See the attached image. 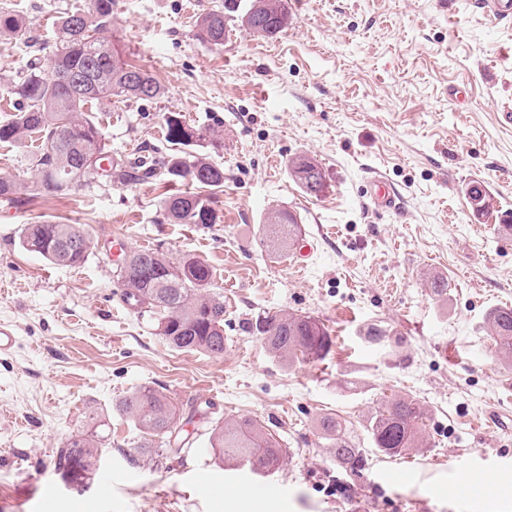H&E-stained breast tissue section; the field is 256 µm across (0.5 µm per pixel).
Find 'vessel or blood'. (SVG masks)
Segmentation results:
<instances>
[{"instance_id": "obj_1", "label": "vessel or blood", "mask_w": 512, "mask_h": 512, "mask_svg": "<svg viewBox=\"0 0 512 512\" xmlns=\"http://www.w3.org/2000/svg\"><path fill=\"white\" fill-rule=\"evenodd\" d=\"M368 193L371 203L383 210H399L401 195L382 175L376 174L368 180ZM233 486L238 494L256 500L286 502L287 494L284 484L267 471L247 472L236 476L234 469L215 467L201 474L197 480L196 493L206 497L216 489Z\"/></svg>"}]
</instances>
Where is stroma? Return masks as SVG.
<instances>
[{"instance_id":"1","label":"stroma","mask_w":512,"mask_h":512,"mask_svg":"<svg viewBox=\"0 0 512 512\" xmlns=\"http://www.w3.org/2000/svg\"><path fill=\"white\" fill-rule=\"evenodd\" d=\"M292 19L275 40L230 22L223 45L199 42L201 13L224 0H115L112 43L164 90L152 101L101 104L93 117L113 153L162 159L174 148L163 117L177 112L203 137L190 146L224 169L221 221L208 228L167 220L165 176L93 183L24 204L0 199V324L16 336L0 355V512H35L54 486V512H279L233 491L196 496L200 473L216 466L211 421L250 417L287 454L277 477L288 512H512V378L493 358L483 321L512 307V129L495 119L512 105V24L471 0H288ZM90 0H0L30 23L29 43L0 40V120L33 58L48 59L63 12ZM465 89L462 104L448 90ZM306 156L327 191L306 196L289 173ZM399 191L402 208L376 211L372 173ZM487 184L488 206L468 190ZM296 214L313 247L305 268L269 256L261 226L269 212ZM86 224L94 246L77 268L58 267L21 246L25 225ZM160 249L172 260L210 266L224 301L222 356L179 352L156 321L121 309L115 243ZM448 282L434 298L429 277ZM296 312L322 322L334 340L323 361L285 367L251 326L262 315ZM386 330L369 345L368 327ZM142 387L177 405L210 402L189 429L187 453L160 460L127 453L139 440L118 410ZM410 396L429 411V448L391 458L369 452L345 471L315 429L332 414L368 449L369 416ZM504 425L487 422L489 410ZM108 441L96 471L67 487L55 455L86 430L91 411ZM389 466L408 480L377 482ZM488 473L471 502L447 490Z\"/></svg>"}]
</instances>
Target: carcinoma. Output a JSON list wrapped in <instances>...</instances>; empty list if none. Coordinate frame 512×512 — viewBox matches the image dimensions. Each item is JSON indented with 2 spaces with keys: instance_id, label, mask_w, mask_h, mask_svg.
I'll list each match as a JSON object with an SVG mask.
<instances>
[{
  "instance_id": "1",
  "label": "carcinoma",
  "mask_w": 512,
  "mask_h": 512,
  "mask_svg": "<svg viewBox=\"0 0 512 512\" xmlns=\"http://www.w3.org/2000/svg\"><path fill=\"white\" fill-rule=\"evenodd\" d=\"M114 0H92L87 11L66 12L53 29L49 68L35 58L26 67L11 94L18 96L14 115L0 121V143H21L37 136L35 177L28 183L0 176V198L15 201L40 192L64 194L75 186L99 179L131 183L151 178L162 166L172 183L185 182L193 190L176 191L164 202L167 218L175 224L208 228L220 222L216 195L224 187V169L205 157L172 155L157 161L146 156L130 160L112 156L100 126L85 109L114 97L151 101L162 94L161 86L142 69L127 63L113 45ZM286 0H252L242 17L243 26L255 37L273 39L288 27ZM27 20L0 10V39L28 40ZM227 18L211 10L196 20V39L215 46L224 44ZM143 81L133 84L131 74ZM167 141L188 146L202 138L190 133L182 115L164 118ZM291 175L301 190L315 198L327 188L321 167L311 158L291 163ZM268 251L282 257L301 237L297 217L286 209L272 211L262 224ZM22 247L50 263L63 267L83 265L92 249L93 235L84 224H27ZM116 278L127 301L156 317L157 330L176 351L224 354V301L209 292L213 271L198 259L172 261L159 249L123 253ZM485 330L494 342V357L512 368V308H495L486 315ZM256 335L269 354L291 367L295 361H323L332 352L333 340L315 318L298 313H268L256 321ZM139 431L137 448L162 457L174 449L191 446L180 437L184 425L194 421L199 409L177 407L154 389L136 390L119 403ZM428 410L412 397L392 398L375 409L365 426L372 446L384 456H394L430 445L425 432ZM318 430L336 457V465L357 471L364 467L368 450L349 436L347 425L332 416L318 422ZM105 429L82 432L57 449L55 466L65 480L90 475L99 461ZM209 445L219 464L235 465L258 460L268 470L279 468L283 452L265 427L251 419L218 421L209 431Z\"/></svg>"
}]
</instances>
